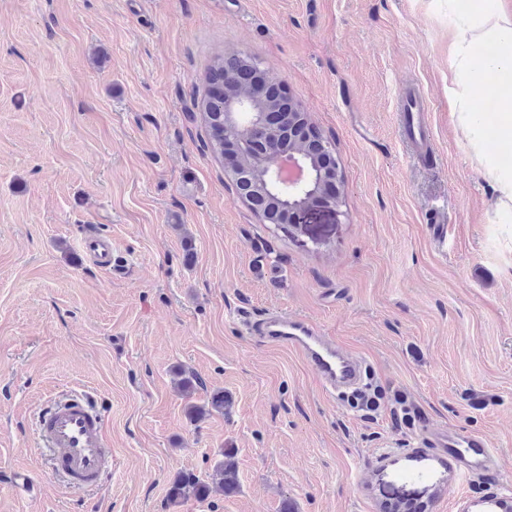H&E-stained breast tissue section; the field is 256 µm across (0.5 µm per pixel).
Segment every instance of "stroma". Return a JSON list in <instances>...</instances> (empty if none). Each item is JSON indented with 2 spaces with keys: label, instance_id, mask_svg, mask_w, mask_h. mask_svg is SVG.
Segmentation results:
<instances>
[{
  "label": "stroma",
  "instance_id": "obj_1",
  "mask_svg": "<svg viewBox=\"0 0 512 512\" xmlns=\"http://www.w3.org/2000/svg\"><path fill=\"white\" fill-rule=\"evenodd\" d=\"M465 0H0V512H475L512 498V223L448 104L449 5ZM257 56L327 139L339 212L296 238L239 200L193 100L218 53ZM420 96L432 127L401 122ZM448 227L435 246L432 227ZM110 236L116 280L79 250ZM195 259L186 263V247ZM271 308L372 367L366 402L246 333ZM204 386L182 396L174 370ZM88 391L112 468L55 475L39 413ZM228 414L190 423L215 391ZM484 436L459 478L401 409ZM237 451L240 489L167 504ZM37 493L18 491L15 472ZM416 112H404L403 121L408 137L416 144L427 146L431 140V126L423 101L415 100Z\"/></svg>",
  "mask_w": 512,
  "mask_h": 512
}]
</instances>
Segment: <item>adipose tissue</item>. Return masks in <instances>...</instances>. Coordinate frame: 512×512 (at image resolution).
<instances>
[{"mask_svg":"<svg viewBox=\"0 0 512 512\" xmlns=\"http://www.w3.org/2000/svg\"><path fill=\"white\" fill-rule=\"evenodd\" d=\"M493 74L484 86V74ZM494 103L490 132L476 125L480 97ZM448 99L491 182L498 211L512 215V13L470 0L448 47Z\"/></svg>","mask_w":512,"mask_h":512,"instance_id":"ef3b65f1","label":"adipose tissue"}]
</instances>
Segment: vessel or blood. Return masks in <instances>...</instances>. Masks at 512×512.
I'll use <instances>...</instances> for the list:
<instances>
[{"mask_svg": "<svg viewBox=\"0 0 512 512\" xmlns=\"http://www.w3.org/2000/svg\"><path fill=\"white\" fill-rule=\"evenodd\" d=\"M403 121L414 143L428 145L431 126L425 106L404 113ZM82 251L113 277L125 274L126 264L113 254L109 236L88 235ZM248 329L268 343L299 353L329 394L361 391L371 376L367 361L351 356L306 319L273 310L262 321L250 323ZM423 431L431 445L454 463L460 477L494 470V454L483 436L428 425ZM38 434L55 452V472L85 486L101 479L111 455L106 446L105 419L94 409L91 394H77L44 408Z\"/></svg>", "mask_w": 512, "mask_h": 512, "instance_id": "vessel-or-blood-1", "label": "vessel or blood"}]
</instances>
